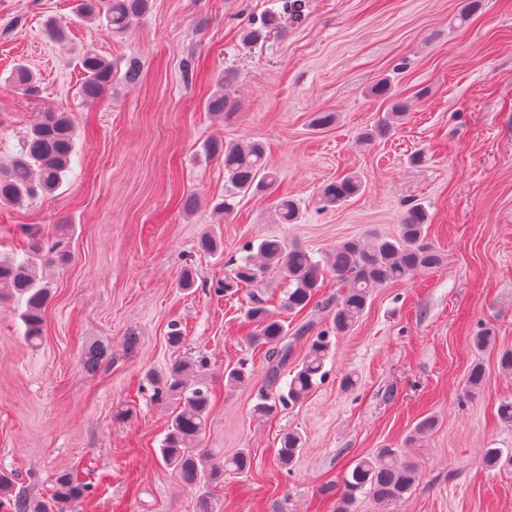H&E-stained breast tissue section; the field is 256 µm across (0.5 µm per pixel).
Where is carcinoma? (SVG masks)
<instances>
[{
	"instance_id": "carcinoma-1",
	"label": "carcinoma",
	"mask_w": 512,
	"mask_h": 512,
	"mask_svg": "<svg viewBox=\"0 0 512 512\" xmlns=\"http://www.w3.org/2000/svg\"><path fill=\"white\" fill-rule=\"evenodd\" d=\"M281 12L269 13L261 26L247 33L251 41L257 40L265 30L280 28L282 17L299 23L305 19L307 0H280ZM149 0H79L75 16L87 19L98 16L107 30L122 33L135 25L148 11ZM83 79L79 93L87 101H97L113 83L121 81L128 86L136 85L141 76L139 63L131 59L120 73L112 62L94 51L85 52L80 60ZM238 80L233 70H226L215 79L216 89L207 101L206 110L228 114L237 109L231 96L232 87ZM14 88L24 94L36 90L35 76L24 64L12 72ZM371 92L392 98L390 112L379 123L361 134V140L371 142L388 132L406 112V101L395 98L392 85L386 78L376 83ZM75 128L70 114L65 111L41 112L31 122L24 134L16 156L6 165H0V207L14 206L37 197H48L62 186L75 150ZM208 153L224 164V178L231 187L224 200L213 210L226 216L233 211L229 199L235 194H257L273 186L276 172L269 166L262 143L248 144L225 142L214 139L207 144ZM363 187L362 179L354 174L324 185L319 202L324 210L342 206L358 194ZM299 216L298 205L286 197L280 199L275 211L278 224H293ZM429 213L421 203H410L403 211L399 232L395 236L368 238L355 237L340 241L321 258L301 247L289 244L285 239L269 235L245 243L246 255L234 263L230 273L217 283L215 292L233 294L243 287L257 286L265 274L277 271L286 281V288L279 305L290 314L305 310L324 287L328 275L336 277V297L331 326L309 341L307 351L291 379L287 392L262 390L253 407L254 415L265 417L274 413L278 406L301 403L317 381L326 376L325 362L331 353V336L350 332L363 317L375 289L390 283L404 281L415 273L433 270L443 265L444 256L429 240L427 224ZM220 239L213 231L204 233L198 240L197 251L210 254L218 250ZM70 259L63 248V240L47 249L41 238L29 233L26 257L0 255V290L5 288L25 304L22 320L27 341H39L43 332V310L50 298V287L38 275L42 264L63 266ZM245 322L251 327L249 336L254 344L266 347L264 358L268 364V381L275 383L288 362L289 349L285 339L289 329L287 321L276 317L260 301L249 306ZM252 373L243 366H235L224 372L225 386L229 388L247 385ZM146 379L153 387L155 400L179 401L180 410L171 418L160 453L164 463L186 485L196 486L218 482L226 473H243L251 467L247 450L214 461L198 447L206 426L212 401L211 384L202 370L189 362L176 360L157 373L149 371ZM486 383V372L481 364L473 365L465 382L464 395L479 393ZM436 425L432 416L420 419L406 442L412 443L428 434ZM303 446L302 436L290 432L281 439L278 462L289 467ZM483 462L489 469L512 465V452L500 448H487ZM418 478L417 467L401 461L393 448H381L371 456L360 459L345 479V491L336 496V485L328 484L322 495L334 499L333 512H352L355 493L366 491L373 499L377 512H396L399 503L411 492ZM13 479L0 472V509L10 512H66L69 505L88 492V486L79 481L72 471L60 472L54 481L48 500L31 499L13 492Z\"/></svg>"
}]
</instances>
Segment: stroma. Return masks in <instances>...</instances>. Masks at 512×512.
Returning a JSON list of instances; mask_svg holds the SVG:
<instances>
[{"mask_svg": "<svg viewBox=\"0 0 512 512\" xmlns=\"http://www.w3.org/2000/svg\"><path fill=\"white\" fill-rule=\"evenodd\" d=\"M73 5L0 0V164L39 112H70L76 129L54 197L0 209V253L21 254L30 225L71 256L43 271L51 297L38 344L24 338L23 302L0 300V471L35 499L51 495L57 472H77L89 489L68 512H197L203 497L215 512H317L323 485L341 484L357 459L389 444L419 470L399 512H512V468L482 462L483 449H512V424L497 417L512 374L496 361L497 349L512 348V0H483L463 22V0H309L303 23L254 44L244 32L275 0H151L123 35L72 20ZM52 16L70 19L65 41L48 37ZM88 50L138 60L140 82L86 104L79 59ZM19 63L37 75L36 93L12 86ZM227 69L239 74L240 107L219 119L205 101ZM386 75L411 109L360 143L390 109L392 98L370 92ZM318 112L336 113L335 125L313 129ZM213 138L263 142L278 174L270 190L237 197L227 218L212 210L225 188L223 164L203 148ZM415 151L421 164L407 161ZM350 173L362 192L320 209L321 186ZM284 194L299 206L297 223L274 221ZM190 195L198 205L187 212ZM414 201L429 211L444 266L377 289L357 326L334 337L327 374L304 401L254 417L268 381L244 322L249 297L215 291L232 259L270 234L315 254L350 237L392 236ZM213 225L222 252L198 253ZM187 269L194 285L184 291ZM173 321L185 332L177 349L166 337ZM484 330L494 346L479 351L472 339ZM94 345L106 353L90 372L82 357ZM176 357L200 366L214 394L201 447L218 461L249 449L246 473L196 487L164 465L176 404L158 403L142 379ZM477 361L487 382L467 397ZM238 364L252 383L225 387V368ZM347 374L355 389H342ZM427 415L434 430L407 445ZM292 430L303 450L287 470L276 451Z\"/></svg>", "mask_w": 512, "mask_h": 512, "instance_id": "1", "label": "stroma"}]
</instances>
